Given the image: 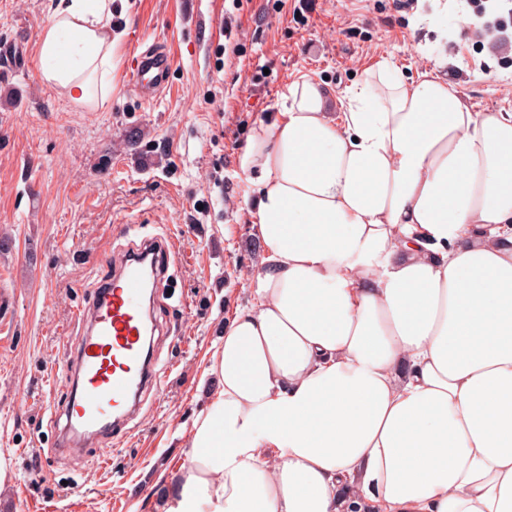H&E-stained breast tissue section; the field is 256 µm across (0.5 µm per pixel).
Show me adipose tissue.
<instances>
[{
    "mask_svg": "<svg viewBox=\"0 0 512 512\" xmlns=\"http://www.w3.org/2000/svg\"><path fill=\"white\" fill-rule=\"evenodd\" d=\"M112 0H57L43 80L108 97ZM287 84L240 156L259 242L166 512H512V113L439 68Z\"/></svg>",
    "mask_w": 512,
    "mask_h": 512,
    "instance_id": "1",
    "label": "adipose tissue"
}]
</instances>
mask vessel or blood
Masks as SVG:
<instances>
[{"label": "vessel or blood", "instance_id": "vessel-or-blood-1", "mask_svg": "<svg viewBox=\"0 0 512 512\" xmlns=\"http://www.w3.org/2000/svg\"><path fill=\"white\" fill-rule=\"evenodd\" d=\"M172 63L167 51L149 46L136 58L131 80L142 99L168 87ZM175 240L145 237L115 255L103 284L78 306V331L66 353L67 376L61 413L51 415L55 458H83L88 449L105 455L109 439L126 434L142 410V397L160 391L162 378L145 351L153 335L148 292L166 279Z\"/></svg>", "mask_w": 512, "mask_h": 512}]
</instances>
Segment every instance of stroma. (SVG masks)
Listing matches in <instances>:
<instances>
[{"instance_id":"stroma-1","label":"stroma","mask_w":512,"mask_h":512,"mask_svg":"<svg viewBox=\"0 0 512 512\" xmlns=\"http://www.w3.org/2000/svg\"><path fill=\"white\" fill-rule=\"evenodd\" d=\"M50 3L0 0V42L26 57L21 68L0 65V290L10 296L0 319V504L160 512L189 463L192 422L217 388L203 370L226 318L251 300L243 275L259 244L238 161L287 82L305 75L326 85L336 112L365 69L387 61L408 80L442 59L473 111L512 113V95L500 91L512 68L481 72L493 56L461 22L457 0L444 12L433 0H310L299 22L295 0H115L112 93L92 112L41 77ZM142 42L164 43L173 61L170 85L148 102L129 78ZM261 68L266 78L254 81ZM124 224L181 240L175 293L155 311L166 331L163 389L104 458L57 461L41 482L32 451L53 445L48 420L65 379L63 366L42 365L76 334L72 311L110 271Z\"/></svg>"}]
</instances>
